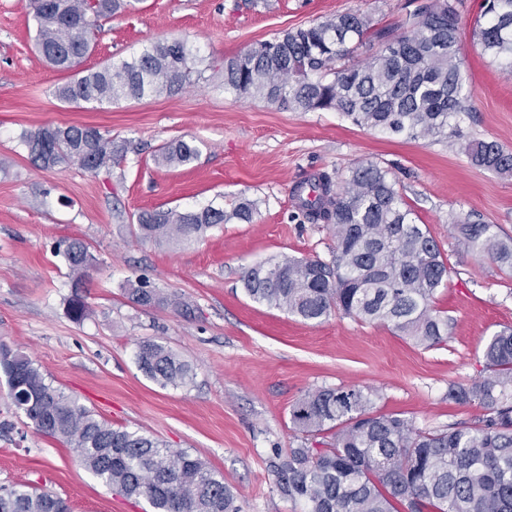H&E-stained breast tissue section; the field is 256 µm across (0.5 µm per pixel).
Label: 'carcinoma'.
<instances>
[{
  "label": "carcinoma",
  "mask_w": 512,
  "mask_h": 512,
  "mask_svg": "<svg viewBox=\"0 0 512 512\" xmlns=\"http://www.w3.org/2000/svg\"><path fill=\"white\" fill-rule=\"evenodd\" d=\"M31 6L38 52L61 70L81 64L101 20L133 8L132 0H31ZM463 6L464 0H421L395 27L379 28L366 14L345 12L287 30L224 60V89L282 109L335 111L363 128L409 140L456 138L473 97L459 55ZM480 16L485 22L474 37L512 73V0H481ZM367 40L379 50L344 64L353 46ZM196 64L185 42H156L128 59L77 72L56 96L101 104L175 95L202 79ZM22 143L42 169L68 160L89 171L114 160L112 137L90 125L42 127L24 133ZM464 152L475 167L512 175V151L496 141L469 142ZM197 155L193 143L179 140L162 148L161 160L185 165ZM294 195L309 223L329 226L336 250L329 262L271 257L249 267L242 283L250 298L309 322L337 311L387 324L420 346L448 339L450 321L433 308L448 281V260L430 229L416 223L387 169L361 162L342 184L323 172L297 184ZM252 217V204L242 201L229 212L212 206L144 211L137 226L142 239L170 244ZM452 224L469 252L512 271V241L499 238L493 225L469 214ZM56 253L74 288L69 314L80 322L90 307L78 290L96 258L80 239L61 241ZM129 295L142 306L167 302L144 288ZM0 355L9 391L26 395L14 405L106 486L145 499L153 512H239L224 475L201 459L97 418L19 350L0 343ZM483 358L486 375L448 387V401L485 410L475 425L420 431L398 413L377 410L370 392L321 388L305 394L290 410L303 440L278 454V489L302 502L305 512H512L511 326L491 336ZM136 361L162 387L192 377L191 366L156 341L141 342ZM0 512H68V506L49 492L20 486L0 494Z\"/></svg>",
  "instance_id": "1"
}]
</instances>
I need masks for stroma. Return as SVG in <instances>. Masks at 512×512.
<instances>
[{
    "label": "stroma",
    "mask_w": 512,
    "mask_h": 512,
    "mask_svg": "<svg viewBox=\"0 0 512 512\" xmlns=\"http://www.w3.org/2000/svg\"><path fill=\"white\" fill-rule=\"evenodd\" d=\"M406 0H137L102 21L86 69L130 57L153 42H187L204 79L173 95L116 103L60 101L68 72L35 48L30 0H0V342L27 354L66 394L112 424L138 429L198 457L224 476L240 512H303L278 490V450L299 444L290 410L308 392L332 387L373 393L377 410L419 430L472 423L482 407L448 401V387L485 373L483 349L512 326V274L466 253L450 222L474 212L512 237V176L472 166L461 145L494 140L512 150V74L472 37L479 0L461 11L460 56L474 110L456 146L405 140L354 125L336 112L283 110L226 92L225 59L341 12L380 26L405 15ZM88 124L127 149L112 168H34L23 133ZM193 142L198 156L159 165L160 148ZM391 170L417 223L427 225L450 276L434 306L452 318L446 343L424 348L382 324L334 312L312 323L250 299L243 271L269 257L330 260L328 226L308 223L295 186L320 172L341 179L360 162ZM254 202L248 223L231 221L188 245L136 236L152 209L231 210ZM79 238L97 257L81 290L91 308L68 313L69 270L54 247ZM168 297L133 303L138 281ZM186 302L178 309L174 300ZM151 339L192 365L190 383L161 387L139 370L137 345ZM30 484L63 498L71 512H151L112 490L59 441L38 434L0 377V487Z\"/></svg>",
    "instance_id": "stroma-1"
}]
</instances>
